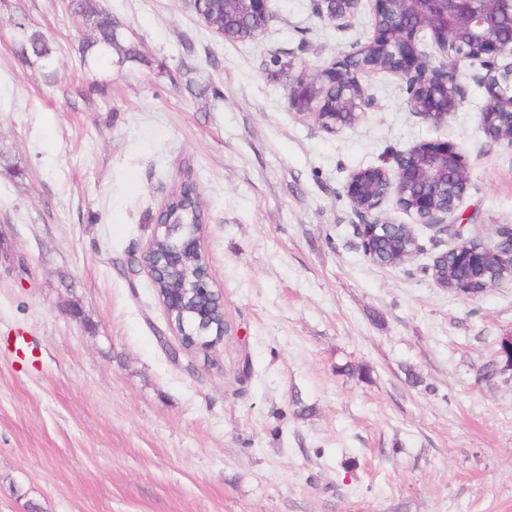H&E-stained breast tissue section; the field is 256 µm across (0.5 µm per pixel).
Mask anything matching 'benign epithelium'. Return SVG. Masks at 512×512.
I'll list each match as a JSON object with an SVG mask.
<instances>
[{"label": "benign epithelium", "instance_id": "obj_1", "mask_svg": "<svg viewBox=\"0 0 512 512\" xmlns=\"http://www.w3.org/2000/svg\"><path fill=\"white\" fill-rule=\"evenodd\" d=\"M271 0H224L227 40L260 36L270 18ZM359 0H315L317 14L333 22L355 16ZM373 33L357 54L362 65L338 59L313 75L289 80V107L311 114L326 129L354 125L370 106L365 78L387 72L406 83L412 112L439 125L464 102L458 82L462 63H478L485 70L488 100L480 124L491 140L512 149V35L502 32L512 18V0H370ZM470 167L457 147L441 139L423 141L392 162L350 173L344 193L362 223L355 226L363 252L376 256L384 221L377 210L389 199L414 223L444 235L453 244L439 253L429 271L446 257L467 265V280L476 298L490 288L512 284V227L485 240L464 235L456 211L470 186ZM205 225L193 232L180 224H157L138 259L153 286L166 273L191 263L197 271L174 288L158 294L168 323L179 337L189 336L192 348L210 350L219 344L228 321L213 328L214 307L224 308L222 293L213 288L204 251ZM494 255L501 276L490 280L484 265Z\"/></svg>", "mask_w": 512, "mask_h": 512}]
</instances>
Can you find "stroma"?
<instances>
[{"label": "stroma", "mask_w": 512, "mask_h": 512, "mask_svg": "<svg viewBox=\"0 0 512 512\" xmlns=\"http://www.w3.org/2000/svg\"><path fill=\"white\" fill-rule=\"evenodd\" d=\"M68 0H0V512H512V287L468 301L365 256L343 186L436 138L466 156L471 234L512 226V149L490 140L479 64L434 125L377 72L372 105L329 132L291 110L282 52L315 72L372 34L312 0H271L228 41L192 0H99L138 61L89 68ZM41 30L55 80L22 59ZM206 202L204 250L231 325L181 349L135 255L173 187ZM78 317H71V310ZM421 378L412 384L411 375ZM17 41L20 48V55L26 61L33 57L40 61L42 67H52L53 50L46 36L31 25L18 23Z\"/></svg>", "instance_id": "obj_1"}]
</instances>
